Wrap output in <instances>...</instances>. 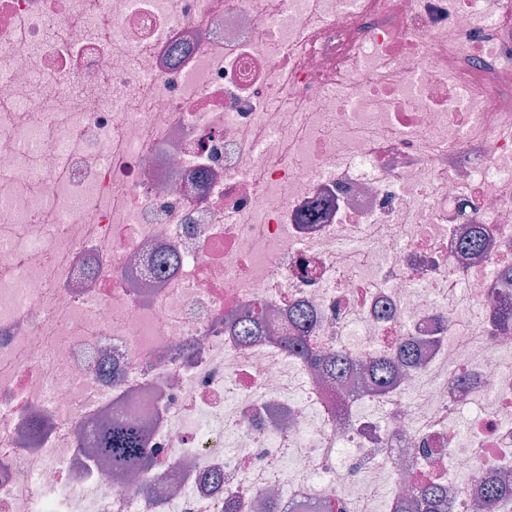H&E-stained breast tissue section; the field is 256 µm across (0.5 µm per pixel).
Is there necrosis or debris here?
I'll list each match as a JSON object with an SVG mask.
<instances>
[{"mask_svg":"<svg viewBox=\"0 0 512 512\" xmlns=\"http://www.w3.org/2000/svg\"><path fill=\"white\" fill-rule=\"evenodd\" d=\"M509 177L512 0H0V512H386L433 482L481 512L512 477ZM297 304L344 389L279 343ZM117 414L149 433L122 481L89 437ZM235 336L242 342L266 336V328L262 322L249 315H243L233 326ZM420 361V345L414 338L407 339L399 348L396 357L372 362L367 366V374L371 381L380 387L393 382L400 366L416 367ZM353 370V363L340 354H328L322 360V371L329 380L341 382Z\"/></svg>","mask_w":512,"mask_h":512,"instance_id":"obj_1","label":"necrosis or debris"}]
</instances>
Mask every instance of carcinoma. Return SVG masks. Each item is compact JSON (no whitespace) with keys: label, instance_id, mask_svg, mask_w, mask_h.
Wrapping results in <instances>:
<instances>
[{"label":"carcinoma","instance_id":"carcinoma-1","mask_svg":"<svg viewBox=\"0 0 512 512\" xmlns=\"http://www.w3.org/2000/svg\"><path fill=\"white\" fill-rule=\"evenodd\" d=\"M489 241L483 230L474 225L468 231L465 246L469 249L482 250L487 248ZM290 321L292 331L282 337V344L289 351L307 358L310 356L305 345V336L313 324V317L308 310L295 306L291 310ZM235 336L242 342L266 335L262 322L249 316L240 317L233 326ZM420 361V345L414 338L407 339L399 348L398 354L372 362L367 366V374L371 381L380 387L393 382L397 377L398 368L416 367ZM353 370V363L340 354H328L322 360V371L330 380L338 382L346 378ZM92 443L99 459L114 474H121L139 468L148 448V435L142 424L122 420H104L95 430ZM504 479L490 475L484 484L481 507L484 512H495L497 499ZM393 512H448V490L429 485L419 490L417 495L394 505Z\"/></svg>","mask_w":512,"mask_h":512}]
</instances>
